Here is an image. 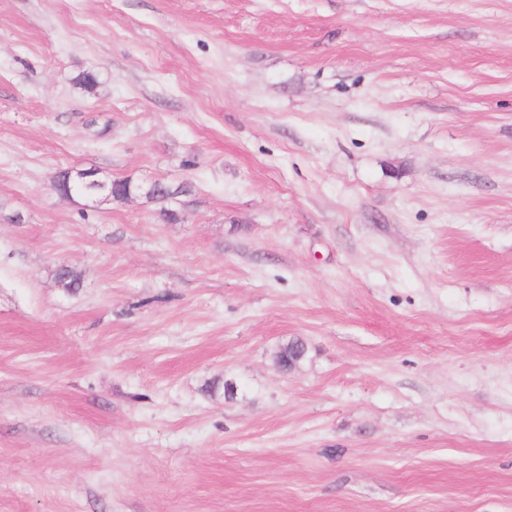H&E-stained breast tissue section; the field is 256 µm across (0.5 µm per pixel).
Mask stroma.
I'll list each match as a JSON object with an SVG mask.
<instances>
[{
	"label": "stroma",
	"mask_w": 512,
	"mask_h": 512,
	"mask_svg": "<svg viewBox=\"0 0 512 512\" xmlns=\"http://www.w3.org/2000/svg\"><path fill=\"white\" fill-rule=\"evenodd\" d=\"M0 512H512V0H0ZM112 182V191L111 192H108V194L110 193V198H113V199H123L122 198V195H127V194H137L139 193V186L141 185V183H137V182H134L132 181L131 179H120V180H114V181H110L109 184ZM157 181H153V182H144L145 183V186H140V189L144 190L145 194H140L152 201H156V198L158 196V193L159 194H167L169 192V190H176L178 187L182 188V190L184 191H188L187 189V186L185 185H182V186H177V187H173L167 183H163V182H160V183H157ZM155 185L157 186V191L158 193L154 192V187ZM114 192H115V195H114Z\"/></svg>",
	"instance_id": "35a3bbf8"
}]
</instances>
